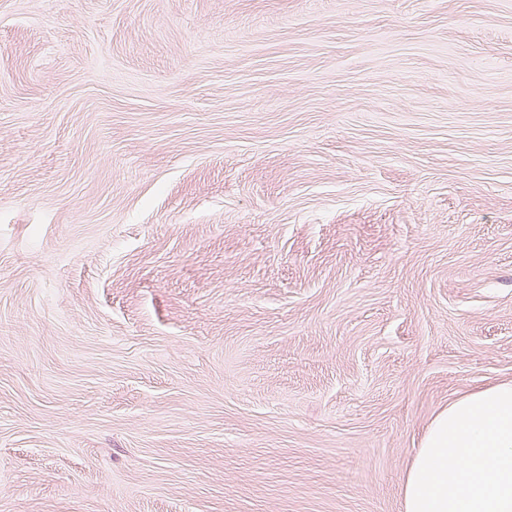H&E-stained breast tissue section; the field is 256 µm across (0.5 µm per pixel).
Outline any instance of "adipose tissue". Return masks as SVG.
Here are the masks:
<instances>
[{"label":"adipose tissue","mask_w":512,"mask_h":512,"mask_svg":"<svg viewBox=\"0 0 512 512\" xmlns=\"http://www.w3.org/2000/svg\"><path fill=\"white\" fill-rule=\"evenodd\" d=\"M404 512H512V382L449 403L424 433Z\"/></svg>","instance_id":"1"}]
</instances>
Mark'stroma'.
Returning <instances> with one entry per match:
<instances>
[{
  "label": "stroma",
  "instance_id": "1",
  "mask_svg": "<svg viewBox=\"0 0 512 512\" xmlns=\"http://www.w3.org/2000/svg\"><path fill=\"white\" fill-rule=\"evenodd\" d=\"M512 381V0H0V512H404Z\"/></svg>",
  "mask_w": 512,
  "mask_h": 512
}]
</instances>
